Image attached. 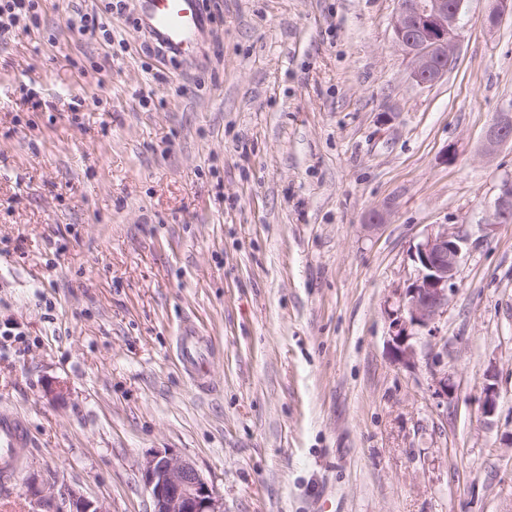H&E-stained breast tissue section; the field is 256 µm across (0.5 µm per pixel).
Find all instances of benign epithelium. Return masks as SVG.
<instances>
[{"mask_svg": "<svg viewBox=\"0 0 512 512\" xmlns=\"http://www.w3.org/2000/svg\"><path fill=\"white\" fill-rule=\"evenodd\" d=\"M484 26L494 30L504 14H512V0H494ZM464 0H400L393 17L394 42L410 63L411 77L419 85H431L448 74L457 60L461 41V11ZM512 142V107L496 114L484 134L485 150L491 152ZM512 224V178H505L493 206L486 212L485 229ZM467 237L436 224L416 245L413 258L416 276L397 292L398 309L392 314L390 336L395 358L415 364L418 331L435 336V324L448 311V293L453 290ZM455 385L443 373L434 377V395L446 399ZM150 493L151 512H224V502L195 465L173 457L166 449L150 453L142 469ZM33 512H109L104 504L85 496L78 488L54 480L49 491L33 494Z\"/></svg>", "mask_w": 512, "mask_h": 512, "instance_id": "benign-epithelium-1", "label": "benign epithelium"}]
</instances>
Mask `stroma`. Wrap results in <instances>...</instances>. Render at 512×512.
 Here are the masks:
<instances>
[{
	"instance_id": "stroma-1",
	"label": "stroma",
	"mask_w": 512,
	"mask_h": 512,
	"mask_svg": "<svg viewBox=\"0 0 512 512\" xmlns=\"http://www.w3.org/2000/svg\"><path fill=\"white\" fill-rule=\"evenodd\" d=\"M201 2L184 58L125 14L108 45L67 28L108 0H40L0 42V412L32 439L0 512L54 478L150 512L163 448L224 512H512V224L481 228L512 175V142L483 145L512 15L489 33L494 0H465L423 87L397 0ZM436 224L468 244L407 366L390 318ZM182 336L209 345L207 388Z\"/></svg>"
}]
</instances>
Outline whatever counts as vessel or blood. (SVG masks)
I'll return each instance as SVG.
<instances>
[{"label": "vessel or blood", "mask_w": 512, "mask_h": 512, "mask_svg": "<svg viewBox=\"0 0 512 512\" xmlns=\"http://www.w3.org/2000/svg\"><path fill=\"white\" fill-rule=\"evenodd\" d=\"M147 28L177 55L196 48L203 27L201 0H142ZM30 442L21 417L0 414V479L9 480Z\"/></svg>", "instance_id": "1"}]
</instances>
